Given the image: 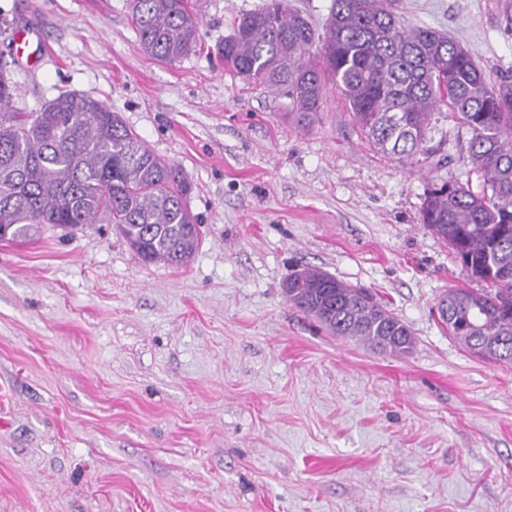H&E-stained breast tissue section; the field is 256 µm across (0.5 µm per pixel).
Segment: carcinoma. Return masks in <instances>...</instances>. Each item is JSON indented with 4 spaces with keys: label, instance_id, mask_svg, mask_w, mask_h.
Returning a JSON list of instances; mask_svg holds the SVG:
<instances>
[{
    "label": "carcinoma",
    "instance_id": "cac0c4a2",
    "mask_svg": "<svg viewBox=\"0 0 512 512\" xmlns=\"http://www.w3.org/2000/svg\"><path fill=\"white\" fill-rule=\"evenodd\" d=\"M130 8L138 45L154 59L173 63L198 47L190 0H130ZM217 54L247 80L286 90L300 126L316 119L332 80L364 137L399 161L426 152L435 112L456 114L483 188L435 184L419 220L491 289H449L440 321L474 355L512 364V82L490 84L449 35L405 27L392 0H333L322 31L288 0H266L238 19ZM16 96L1 62L0 228L12 241L30 239L41 224L107 223L143 262L188 264L201 224L178 169L89 96L61 92L34 116L17 110ZM285 293L336 336L391 356L413 348L408 325L366 288L307 267Z\"/></svg>",
    "mask_w": 512,
    "mask_h": 512
}]
</instances>
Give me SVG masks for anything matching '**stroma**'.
<instances>
[{
  "label": "stroma",
  "mask_w": 512,
  "mask_h": 512,
  "mask_svg": "<svg viewBox=\"0 0 512 512\" xmlns=\"http://www.w3.org/2000/svg\"><path fill=\"white\" fill-rule=\"evenodd\" d=\"M264 2L191 0L202 48L169 64L139 49L129 0H0L17 108L75 91L120 113L182 173L203 231L182 268L108 224L0 242V512H512V365L439 322L474 282L418 222L433 185L481 189L469 133L444 109L431 156L389 158L332 84L298 126L284 90L213 51ZM398 11L512 78V0ZM307 266L375 293L411 352L295 308L283 286Z\"/></svg>",
  "instance_id": "1"
}]
</instances>
